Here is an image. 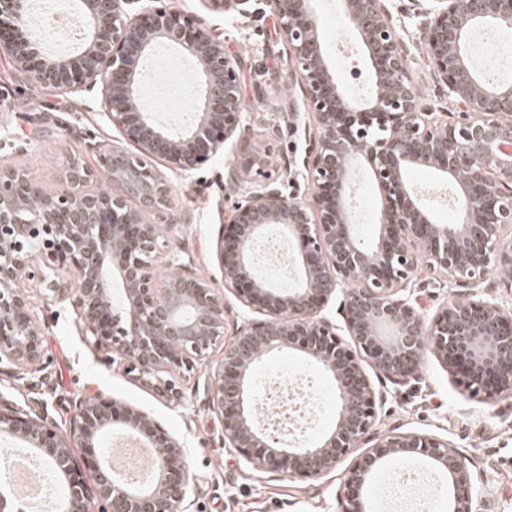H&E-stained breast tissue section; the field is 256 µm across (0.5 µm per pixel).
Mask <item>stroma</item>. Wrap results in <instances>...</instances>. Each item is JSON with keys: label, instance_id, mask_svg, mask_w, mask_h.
Instances as JSON below:
<instances>
[{"label": "stroma", "instance_id": "1", "mask_svg": "<svg viewBox=\"0 0 512 512\" xmlns=\"http://www.w3.org/2000/svg\"><path fill=\"white\" fill-rule=\"evenodd\" d=\"M172 7L221 35L224 50L240 61L242 122L239 135L229 139L212 161L191 174L162 168L173 193L167 217L175 229L162 244L163 251L188 253L198 274L220 289L226 310L222 344L210 350V366L218 365L236 329L253 314L235 290L225 287L218 262V239L234 200L285 174L289 161L305 148L302 134L290 123L308 119L306 99L300 92L288 45L269 7L248 15L214 12L209 0H170ZM319 19L324 50L331 72L346 94L361 100L373 91L372 71L360 53L344 57L341 41H354L342 0H312ZM393 21L409 51V74L428 98L438 95L418 18L394 11ZM100 91L60 93L30 85L14 66L7 45H0V129L9 143L0 145V164L17 166L43 187H52L70 150H80L89 165H97L98 151L126 148L121 132L106 115ZM409 184L423 194L439 224H455L459 206L448 201V187L439 172L416 167L408 171ZM359 215L357 233L368 243L379 236L381 191L365 174L353 183ZM424 318H431L446 303L458 299L460 287L445 274L415 282ZM26 292L44 329L49 362L46 382L15 380L0 374V398L30 409L46 410L60 433H69L75 403L96 393L147 412L184 447L196 475L189 490L194 512H341L339 492L352 457L343 458L332 472L318 477L288 475L254 469L234 449L225 447L224 425L207 403L212 387L207 368H194L179 377L185 402L172 407L123 362H108L105 349L89 336L76 309L51 302L42 288L28 283ZM367 373L387 400L378 407L374 433L415 431L449 440L470 461L472 481L479 491L481 512H512V394L485 402L457 384L447 368L425 353L415 380L395 385L375 368ZM255 398L283 381L307 386L315 401L298 440L316 442L336 422V385L315 362L298 351H283L264 358L251 377ZM412 472L427 482L431 495L417 512H446L448 487L444 477L422 455L385 464L373 480L367 498L372 512H397L386 483L399 472Z\"/></svg>", "mask_w": 512, "mask_h": 512}]
</instances>
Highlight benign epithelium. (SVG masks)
Listing matches in <instances>:
<instances>
[{"label": "benign epithelium", "mask_w": 512, "mask_h": 512, "mask_svg": "<svg viewBox=\"0 0 512 512\" xmlns=\"http://www.w3.org/2000/svg\"><path fill=\"white\" fill-rule=\"evenodd\" d=\"M278 16L313 131L303 165L307 188L284 192L271 180L233 205L224 225L219 263L224 286L249 310L264 315L238 327L222 362H202L224 335V299L197 275L190 256L166 254L159 278L141 254L159 249L169 224L146 214L171 206L172 189L159 160L186 174L197 170L241 131L239 62L217 35L168 0H80L86 26L79 46L52 55L28 34V0H0V40L11 44L16 68L36 86L90 92L101 86L107 116L135 152L106 148L98 167L79 154L66 160L47 190L22 170L0 166V366L9 375L44 381L43 329L22 291L35 281L51 299L70 302L95 342L119 353L127 371L173 406L184 402L176 372L204 363L214 381L209 407L222 416L224 447L259 470L317 476L370 435L376 393L360 356L395 385L417 377L423 352L434 355L474 394L493 400L512 393V314L479 296L489 267L512 271V82L477 70L468 52L485 24L512 28V0H409L402 12L424 18L421 38L442 96L456 110L425 99L409 76V52L393 24L388 0H344L345 14L366 59L374 90L354 103L330 73L310 0H263ZM161 43L194 61L201 81L193 123L179 131L138 107L139 61ZM362 166L382 192L381 233L364 244L355 226L352 171ZM442 174L467 208L457 224H435L406 180L412 167ZM121 184L139 203L89 190L101 177ZM288 241L294 277L286 286L258 272L254 247L271 232ZM442 272L471 297L423 317L412 284ZM342 324L324 311L337 290ZM350 337L351 343L341 340ZM284 349L304 353L336 383L335 426L311 446L296 444L256 420L250 375ZM70 435L47 413L0 400V438L18 441L48 462L62 484V512H192L194 474L183 446L148 414L97 394L75 403ZM154 449L155 469L142 483L117 473L103 437L114 424ZM85 448L95 468L88 489L72 454ZM423 455L448 478V512L475 508L470 461L437 436L393 432L345 474L343 512H369L363 495L393 458Z\"/></svg>", "instance_id": "7a95c632"}]
</instances>
